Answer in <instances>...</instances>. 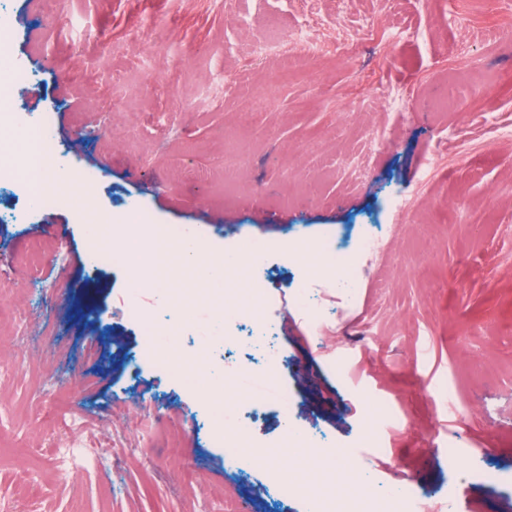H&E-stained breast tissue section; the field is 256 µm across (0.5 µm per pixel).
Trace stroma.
<instances>
[{
  "label": "stroma",
  "instance_id": "1",
  "mask_svg": "<svg viewBox=\"0 0 512 512\" xmlns=\"http://www.w3.org/2000/svg\"><path fill=\"white\" fill-rule=\"evenodd\" d=\"M0 11L10 56L37 74L18 103L55 109L66 173L102 175L89 203L104 221L125 220L131 198L142 223L186 225L217 257L245 235L388 239L356 299L318 267L317 331L291 303L301 262L270 257L283 367L272 385L227 372L220 401L144 359L170 308L149 288L146 320H127L128 265L93 271L69 207L1 220L0 512H214L209 493L307 512L257 458L225 467L228 401L253 413L256 449L290 419L353 449L357 476L428 498L448 491L449 449L473 471L512 469V0H0ZM303 24L320 57H254ZM34 238L49 247L35 266L23 259ZM370 403L392 420L366 417ZM78 413L87 447L111 450L107 470L58 466ZM367 425L388 455L360 449Z\"/></svg>",
  "mask_w": 512,
  "mask_h": 512
}]
</instances>
